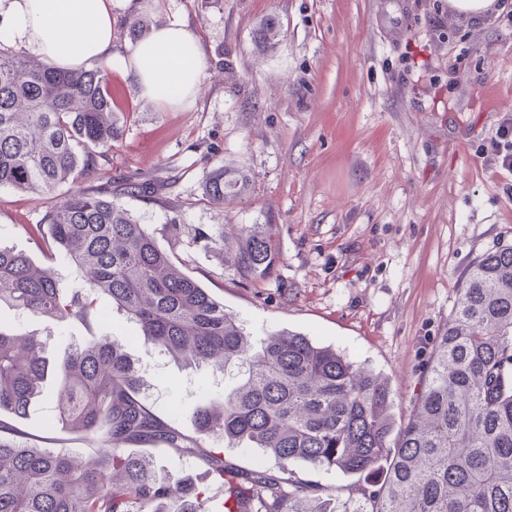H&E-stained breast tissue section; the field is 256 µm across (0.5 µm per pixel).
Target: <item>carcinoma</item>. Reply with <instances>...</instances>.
Here are the masks:
<instances>
[{
  "instance_id": "cac0c4a2",
  "label": "carcinoma",
  "mask_w": 512,
  "mask_h": 512,
  "mask_svg": "<svg viewBox=\"0 0 512 512\" xmlns=\"http://www.w3.org/2000/svg\"><path fill=\"white\" fill-rule=\"evenodd\" d=\"M109 66L34 63L0 35V187L50 197L45 223L25 225L82 273L58 286L54 269L0 245V305L30 319L94 328L96 300L134 324L145 347L232 379L193 412L196 433L161 416L121 341L87 336L49 358L43 341L0 330V512H512V244L480 256L461 279L411 417L397 422L389 381L306 335L274 330L256 344L224 303L182 272L146 225L107 190L81 187L118 134ZM240 171L206 173L204 200L222 208L248 187ZM225 262L245 281L275 270L268 230L242 228ZM59 384L55 422L22 428L47 377ZM94 448L77 461L53 448L57 429ZM274 466L242 468L218 443ZM193 463L175 479L143 451ZM383 473L376 490L309 483L295 467Z\"/></svg>"
}]
</instances>
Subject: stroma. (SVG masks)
<instances>
[{
	"label": "stroma",
	"instance_id": "obj_1",
	"mask_svg": "<svg viewBox=\"0 0 512 512\" xmlns=\"http://www.w3.org/2000/svg\"><path fill=\"white\" fill-rule=\"evenodd\" d=\"M111 65L120 135L88 179L104 189L154 181L122 203L177 266L253 336L289 328L345 353L390 382L397 421L410 418L462 275L512 244V175L483 148L512 115V23L472 26L448 0H115ZM183 23L199 40L200 93L179 109L143 97L119 58L124 20ZM273 22L274 44L256 31ZM250 177L215 208L202 179L216 166ZM49 198L0 188V242L52 266L64 288L75 266L48 258L24 230ZM181 224L177 239L166 225ZM269 225L280 250L271 277L245 282L205 234ZM40 336L48 355L85 331L0 308V329ZM96 335L126 344L158 411L193 433L204 396L224 378L146 352L134 325L104 319Z\"/></svg>",
	"mask_w": 512,
	"mask_h": 512
}]
</instances>
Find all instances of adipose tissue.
<instances>
[{"mask_svg":"<svg viewBox=\"0 0 512 512\" xmlns=\"http://www.w3.org/2000/svg\"><path fill=\"white\" fill-rule=\"evenodd\" d=\"M114 0H0V30L12 43L57 68L108 62L114 38ZM128 68L143 96L160 107L197 94L203 62L196 37L181 23L159 22L128 48ZM172 94H165V87Z\"/></svg>","mask_w":512,"mask_h":512,"instance_id":"obj_1","label":"adipose tissue"}]
</instances>
